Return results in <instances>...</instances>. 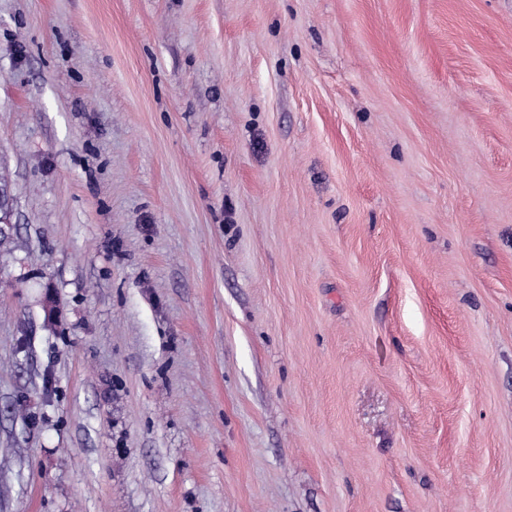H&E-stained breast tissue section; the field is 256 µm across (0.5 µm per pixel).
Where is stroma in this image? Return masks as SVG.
<instances>
[{
    "mask_svg": "<svg viewBox=\"0 0 512 512\" xmlns=\"http://www.w3.org/2000/svg\"><path fill=\"white\" fill-rule=\"evenodd\" d=\"M0 173V512H512V0H0Z\"/></svg>",
    "mask_w": 512,
    "mask_h": 512,
    "instance_id": "obj_1",
    "label": "stroma"
}]
</instances>
